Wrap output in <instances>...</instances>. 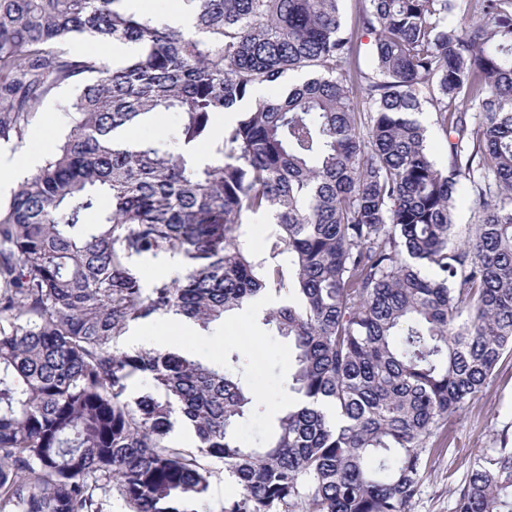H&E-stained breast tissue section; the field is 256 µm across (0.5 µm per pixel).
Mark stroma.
Wrapping results in <instances>:
<instances>
[{
  "label": "stroma",
  "instance_id": "stroma-1",
  "mask_svg": "<svg viewBox=\"0 0 512 512\" xmlns=\"http://www.w3.org/2000/svg\"><path fill=\"white\" fill-rule=\"evenodd\" d=\"M76 93L68 85L55 90L26 126L22 148L41 146L45 154L56 151L67 130L68 105ZM276 298H266L264 306H248L208 332H199L193 349L200 358L219 362L228 348L239 351L245 379L258 393L262 413L249 418L238 429V437L250 447L261 446L272 431L275 417L288 404L286 385L290 372L288 340L265 321ZM168 348L184 345L178 317L160 315L131 326L120 340L122 348H152L156 337ZM512 423V352L505 353L486 385L445 426L443 452L433 460L420 492L412 502V512H452L457 489L471 470L477 454L498 447L499 432Z\"/></svg>",
  "mask_w": 512,
  "mask_h": 512
}]
</instances>
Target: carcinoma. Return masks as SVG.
<instances>
[{"instance_id":"cac0c4a2","label":"carcinoma","mask_w":512,"mask_h":512,"mask_svg":"<svg viewBox=\"0 0 512 512\" xmlns=\"http://www.w3.org/2000/svg\"><path fill=\"white\" fill-rule=\"evenodd\" d=\"M339 2L183 0L191 33L134 0H0V143L78 83L57 152L0 204V512H197L219 470L239 488L219 512H410L444 422L512 351V0H358L366 70ZM166 112L175 138L116 143ZM261 214L286 267L240 241ZM160 255L184 273L147 288L133 264ZM269 293L292 368L262 447L237 436L258 410L238 352L118 347ZM454 512H512L507 431ZM103 45H105V44H97V43H93V42L83 41V42L76 43L74 45V49L83 55L92 56V57H103V58L108 59L111 62H113V61L115 62L116 60L117 61L125 60V58H122V57L126 56L127 54H129L132 51V47L129 46L128 44H123V43H118V42L113 43L112 45H110L106 48V50L109 51L113 57H115V58H113L112 56L106 55L103 52H100L96 49L97 47L103 46ZM82 47H86L87 49L84 50ZM116 58H118V59H116ZM417 118L428 127L433 156L438 163H442L447 155L448 146L444 134L438 131L433 124L435 118L434 113L430 112V110H426L419 114ZM475 204L473 198L461 202L454 215V240L463 241L471 231V224L474 221ZM181 323L176 316L159 315L155 319L131 326L126 336L119 341L124 349L129 348H178L185 344ZM162 334L163 344H156L153 335Z\"/></svg>"}]
</instances>
